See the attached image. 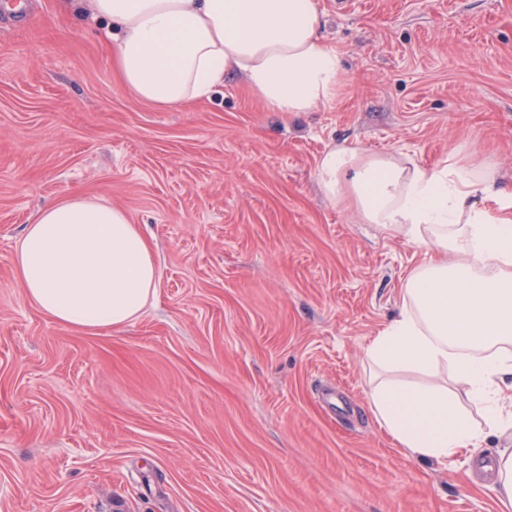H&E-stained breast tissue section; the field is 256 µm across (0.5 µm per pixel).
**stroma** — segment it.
Wrapping results in <instances>:
<instances>
[{"label": "stroma", "instance_id": "35a3bbf8", "mask_svg": "<svg viewBox=\"0 0 512 512\" xmlns=\"http://www.w3.org/2000/svg\"><path fill=\"white\" fill-rule=\"evenodd\" d=\"M0 22V512H512L483 462L407 455L366 347L424 246L316 180L334 145L512 187V0H318L335 100L274 112L235 74L169 110L121 84L62 0ZM95 198L149 241L158 286L119 330L28 300L37 213Z\"/></svg>", "mask_w": 512, "mask_h": 512}]
</instances>
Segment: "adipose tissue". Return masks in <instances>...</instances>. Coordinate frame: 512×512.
<instances>
[{
    "label": "adipose tissue",
    "instance_id": "1",
    "mask_svg": "<svg viewBox=\"0 0 512 512\" xmlns=\"http://www.w3.org/2000/svg\"><path fill=\"white\" fill-rule=\"evenodd\" d=\"M112 29L122 85L169 109L241 74L275 112L334 99L342 64L320 34L317 0H67ZM329 199H353L365 223L426 246L398 316L366 352L384 370L369 404L407 454L442 461L512 431V192L491 169L457 162L426 170L340 145L318 160ZM496 209H489L488 201ZM29 301L77 330L120 328L156 295L153 252L118 207L75 198L41 211L15 254ZM451 370L482 405L476 426L446 385L393 380Z\"/></svg>",
    "mask_w": 512,
    "mask_h": 512
}]
</instances>
